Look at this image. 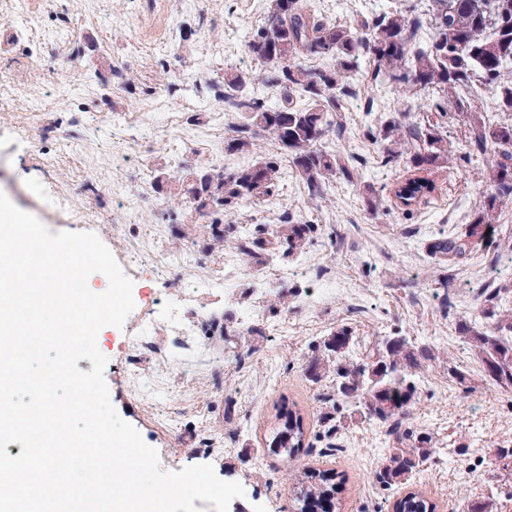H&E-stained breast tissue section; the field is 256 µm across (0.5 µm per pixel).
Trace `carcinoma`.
Returning a JSON list of instances; mask_svg holds the SVG:
<instances>
[{
  "label": "carcinoma",
  "instance_id": "carcinoma-1",
  "mask_svg": "<svg viewBox=\"0 0 512 512\" xmlns=\"http://www.w3.org/2000/svg\"><path fill=\"white\" fill-rule=\"evenodd\" d=\"M424 13L398 10L368 21L331 24L319 19L309 0H270L266 25L245 44L246 52L263 70L252 77L224 71V103L242 115L235 136L226 141L230 153L246 154L264 138L275 152L255 163L224 172L222 168L189 169L180 176H156L158 188L171 201L209 218L200 227L206 250L224 247L231 234L233 248L245 261L265 262L267 256L297 255L321 232L319 225L286 216L270 229L262 246L242 225L224 221L231 209L257 204L274 196L282 161L292 164L315 202L329 203L327 187L335 178L355 181L354 170L329 147L344 127V99L349 79L361 62L371 67V79L382 77L410 100L432 96L430 112L409 123L391 121L369 136L383 150L385 164L405 163L410 175L393 187L398 204L408 210L432 196L436 170L453 161L463 167L483 159L478 172L484 190L475 217L464 233L438 238L429 245L433 255L461 259L483 251L495 257L512 255V232H496L503 209L512 204V122L491 119L488 111L512 117V0H428ZM258 79L279 94L270 107L251 89ZM491 90V103L475 104L479 89ZM464 126L458 146L448 141L442 119ZM470 347L483 380L512 391V280L494 283L477 297L472 312L455 325ZM353 331L347 325L332 330L307 360L304 374L313 383L330 380L333 393L320 412L327 433L353 422L379 424L392 443L373 473L384 491L407 485L436 452L434 434L407 425L420 404L417 377L439 358L433 348L410 341L398 332L378 338L358 359L350 356ZM266 447L293 464L305 448L304 417L296 403L281 398ZM498 468L512 469V444L493 450ZM296 512H340L345 480L339 474L309 468L295 472ZM512 500V482L496 492L460 500L463 512H499L498 497ZM437 504L418 491L393 503L394 512H436Z\"/></svg>",
  "mask_w": 512,
  "mask_h": 512
}]
</instances>
